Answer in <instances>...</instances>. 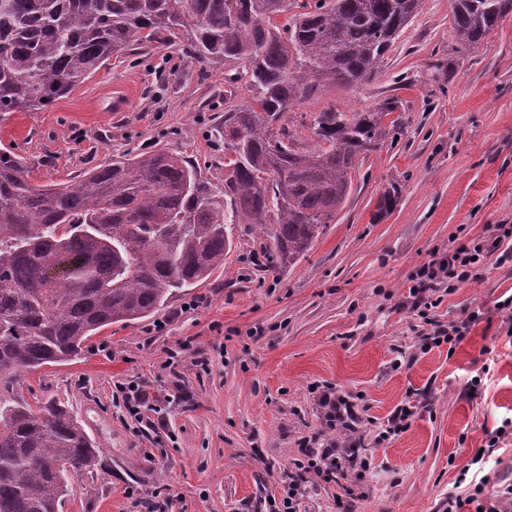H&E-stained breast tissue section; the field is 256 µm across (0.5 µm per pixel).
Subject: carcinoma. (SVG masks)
<instances>
[{"label":"carcinoma","instance_id":"cac0c4a2","mask_svg":"<svg viewBox=\"0 0 512 512\" xmlns=\"http://www.w3.org/2000/svg\"><path fill=\"white\" fill-rule=\"evenodd\" d=\"M423 0H0V117L40 112L143 42L174 45L206 69L242 61L251 98L224 113V187L164 150L115 158L80 179L36 187L23 158L0 149V383L69 362L100 330L157 313L195 288L255 224L273 266L310 249L344 203L350 172L378 150L395 110L325 109L317 146L286 130L288 107L322 83L365 82ZM512 0H454L471 48ZM100 451L63 405L0 392V512H60L68 472Z\"/></svg>","mask_w":512,"mask_h":512}]
</instances>
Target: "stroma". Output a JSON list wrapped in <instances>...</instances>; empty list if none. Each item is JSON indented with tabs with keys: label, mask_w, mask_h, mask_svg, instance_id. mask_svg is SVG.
<instances>
[{
	"label": "stroma",
	"mask_w": 512,
	"mask_h": 512,
	"mask_svg": "<svg viewBox=\"0 0 512 512\" xmlns=\"http://www.w3.org/2000/svg\"><path fill=\"white\" fill-rule=\"evenodd\" d=\"M452 3L424 0L373 80L323 84L289 107L284 124L308 149L302 117L330 107L367 112L391 99L399 121L356 164L342 207L294 265L274 268L253 225H235L223 266L197 288L99 331L81 359L20 372L17 398L64 403L100 449L98 466L71 475L62 512H148L156 496L166 512H268L300 439L332 435L322 391L357 405L371 467L357 498L320 484L311 512H448L479 453L484 498L512 481V431L489 443L512 421V325L495 308L512 295V261L442 293L441 322L483 312L452 349L422 350L408 293L430 260L512 225V15L466 50ZM116 87L133 90L128 111H111ZM250 98L242 64L204 70L145 43L47 109L0 119V147L24 157L36 186L158 149L220 185L224 113ZM132 384L150 396L137 415L123 404ZM410 397L421 409L408 429L374 443Z\"/></svg>",
	"instance_id": "obj_1"
}]
</instances>
